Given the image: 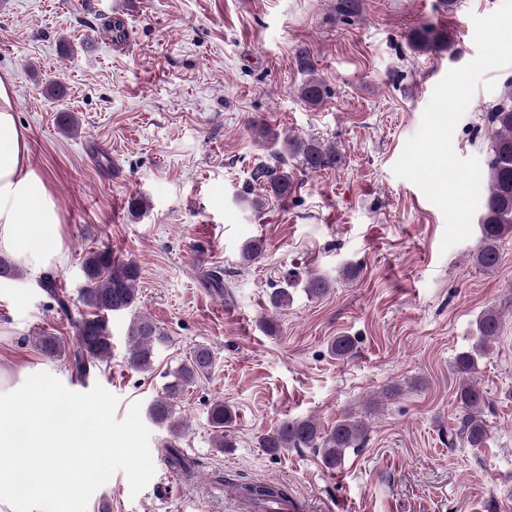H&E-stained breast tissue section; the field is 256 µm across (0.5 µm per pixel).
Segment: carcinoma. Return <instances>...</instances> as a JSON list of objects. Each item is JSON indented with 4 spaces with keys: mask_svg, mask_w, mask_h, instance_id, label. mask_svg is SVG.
<instances>
[{
    "mask_svg": "<svg viewBox=\"0 0 512 512\" xmlns=\"http://www.w3.org/2000/svg\"><path fill=\"white\" fill-rule=\"evenodd\" d=\"M409 47L417 52H442L452 50L449 36L431 25H424L408 32ZM295 63L306 78L297 88V95L311 108L320 106L328 95V88L316 74V66L310 55L301 52ZM488 132L490 153L484 172L486 195L480 219V241L473 258L487 272L495 271L500 264V243L512 233V79H507L499 100L488 110ZM272 163L258 167L253 179L263 184L266 191L277 198H286L293 186L292 166L302 172L316 173L336 167L340 154L336 146L314 137L288 136L279 149L271 153ZM266 251L265 241L260 238L248 240L242 247V258L247 264L259 261ZM85 285L81 297L89 312L72 322L75 349L67 360L69 369L76 377L84 379L91 370L112 360V337L107 319L113 314L131 315L129 346L126 361L136 370L153 367L157 346L164 342L163 335L152 321L138 313L140 267L133 259L113 256L106 245L89 251L82 260ZM284 285L274 289L268 296L269 306L283 309L290 301L289 288L303 284L308 295L320 298L331 288L330 281L321 275L303 274L290 269L282 276ZM502 316L495 308L485 310L477 321L478 342L475 350L486 349L500 335ZM40 350L50 357H62L65 343L58 336H40L36 340ZM353 340L348 336H336L329 344L330 354L344 359L352 354ZM213 356L206 347L196 348L189 358L167 373L170 381L150 405L151 418L167 424L170 433L176 436L185 429V420L176 416V400L184 389L211 372ZM476 370V358L465 351L455 358L454 371L459 375L456 399L461 410L458 426L448 431V446L463 440L474 448L481 447L488 439V425L484 410L489 406L486 393L470 381ZM235 419L233 410L222 402L215 403L209 412V424L213 431V442L217 448H230V427ZM366 436L363 424L344 415L336 420L329 430L321 428L310 417H289L272 430L259 436L261 447L271 453L288 448H316L323 464L334 469L341 464L346 449L356 447ZM166 461L172 468L190 475L192 467L179 449L170 445L165 448ZM242 500L257 509L266 510L268 505L290 501L281 485L254 482L238 486Z\"/></svg>",
    "mask_w": 512,
    "mask_h": 512,
    "instance_id": "cac0c4a2",
    "label": "carcinoma"
}]
</instances>
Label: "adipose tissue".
<instances>
[{
  "mask_svg": "<svg viewBox=\"0 0 512 512\" xmlns=\"http://www.w3.org/2000/svg\"><path fill=\"white\" fill-rule=\"evenodd\" d=\"M60 224L56 201L31 167L17 129L11 82L0 78V247L42 265L60 251Z\"/></svg>",
  "mask_w": 512,
  "mask_h": 512,
  "instance_id": "ef3b65f1",
  "label": "adipose tissue"
}]
</instances>
